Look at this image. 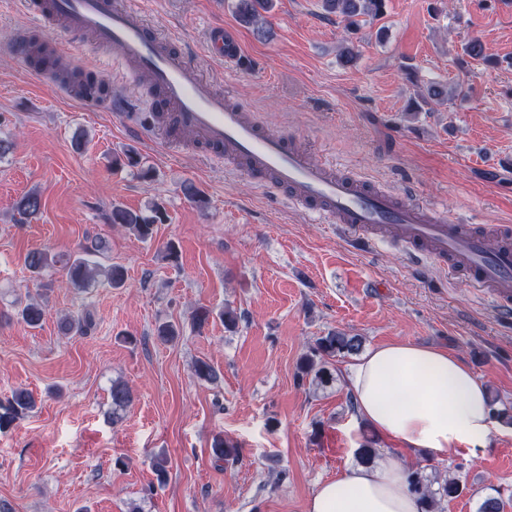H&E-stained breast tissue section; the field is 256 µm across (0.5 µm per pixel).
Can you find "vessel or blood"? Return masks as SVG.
<instances>
[{"label": "vessel or blood", "mask_w": 512, "mask_h": 512, "mask_svg": "<svg viewBox=\"0 0 512 512\" xmlns=\"http://www.w3.org/2000/svg\"><path fill=\"white\" fill-rule=\"evenodd\" d=\"M32 26L54 27L81 50V36H90L109 52L114 66L134 67L161 92L147 107L159 121L154 128L168 143L180 145L192 136L210 154L230 162L233 169L273 189L303 212L327 218L362 250L377 243L376 229L405 252L464 278L502 315L512 316V225L449 223L434 209L404 205L396 192L341 172L334 162L314 161L287 138L265 132L231 96L216 91L189 62L151 28L142 15L121 0H29ZM205 51L233 66L243 49L223 27L209 28ZM15 53L23 68L36 70L66 95L84 102L92 94L62 80L61 54L49 47L45 63L35 64L26 36H19Z\"/></svg>", "instance_id": "b4317fda"}]
</instances>
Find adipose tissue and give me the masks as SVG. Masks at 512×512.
<instances>
[{"mask_svg":"<svg viewBox=\"0 0 512 512\" xmlns=\"http://www.w3.org/2000/svg\"><path fill=\"white\" fill-rule=\"evenodd\" d=\"M358 415L409 451L444 458L486 445L497 425L488 391L447 349L397 341L367 350L344 370ZM408 463L350 465L318 483L306 512H417Z\"/></svg>","mask_w":512,"mask_h":512,"instance_id":"1","label":"adipose tissue"}]
</instances>
